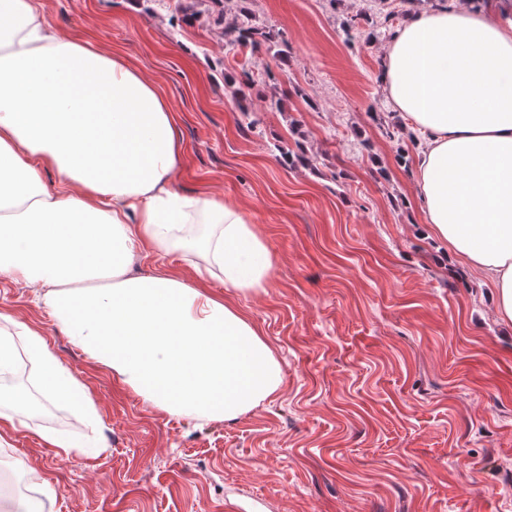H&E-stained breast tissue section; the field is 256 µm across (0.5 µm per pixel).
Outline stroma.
<instances>
[{"label": "stroma", "mask_w": 512, "mask_h": 512, "mask_svg": "<svg viewBox=\"0 0 512 512\" xmlns=\"http://www.w3.org/2000/svg\"><path fill=\"white\" fill-rule=\"evenodd\" d=\"M175 2L150 14L142 0L44 9L164 92L180 191L250 212L275 264L269 288L237 303L283 386L230 422L171 417L0 276V331L40 332L95 407L84 423L61 401L19 430L0 422V482L13 480L0 512L27 499L39 512H225L228 500L237 512H512V325L494 288L418 221V142L380 84L385 31L431 0H388L389 22L374 0H248L287 40L284 64L230 49ZM273 93L283 111L265 109ZM283 147L310 165H288ZM57 437L78 446L60 455Z\"/></svg>", "instance_id": "35a3bbf8"}]
</instances>
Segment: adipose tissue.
Returning a JSON list of instances; mask_svg holds the SVG:
<instances>
[{
	"instance_id": "ef3b65f1",
	"label": "adipose tissue",
	"mask_w": 512,
	"mask_h": 512,
	"mask_svg": "<svg viewBox=\"0 0 512 512\" xmlns=\"http://www.w3.org/2000/svg\"><path fill=\"white\" fill-rule=\"evenodd\" d=\"M382 82L424 138L420 223L488 278L512 324V19L460 4L411 15ZM183 156L159 86L119 53L60 34L42 0H0V275L23 280L60 329L150 405L236 420L283 384L272 349L233 296L265 291L274 256L250 214L173 181ZM54 173V189L44 184ZM214 225L206 239L195 223ZM203 250L200 281L132 275L145 250ZM47 398L94 411L43 336L25 330Z\"/></svg>"
}]
</instances>
